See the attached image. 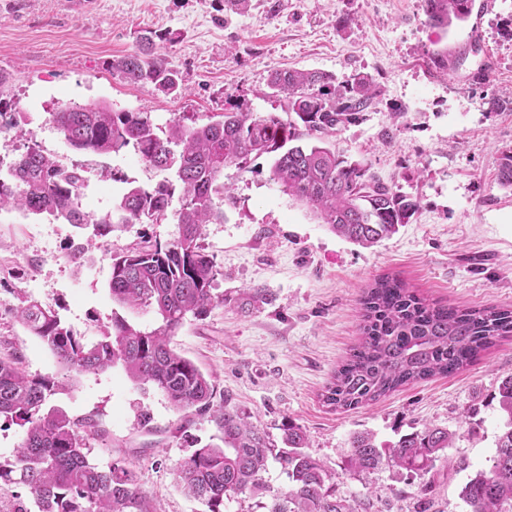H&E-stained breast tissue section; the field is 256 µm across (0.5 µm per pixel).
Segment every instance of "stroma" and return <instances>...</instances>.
<instances>
[{
  "label": "stroma",
  "mask_w": 512,
  "mask_h": 512,
  "mask_svg": "<svg viewBox=\"0 0 512 512\" xmlns=\"http://www.w3.org/2000/svg\"><path fill=\"white\" fill-rule=\"evenodd\" d=\"M73 2L0 0V100L19 115L8 133L14 145L35 141L82 170L83 207L92 214L110 209L128 185L150 186L161 175L130 149L113 156L73 150L52 122L62 105L104 100L150 112L164 127L183 115L206 122L230 103L283 111L284 96L268 87L278 69L373 78L375 107L336 136V149L418 202L409 223L365 248L283 193L271 178L272 156L226 167L224 219L206 225L202 243L228 301L185 322L172 345L209 376L217 398L249 413L272 440L285 421L300 425L337 496L370 498L373 512H414L421 483L386 468L360 476L345 470L350 436L370 432L391 444L416 428L448 429L453 446L430 473L433 494L441 512H467L461 487L490 469L503 428L493 396L512 376V337L457 374L403 386L355 410L333 409L323 394L360 342L361 299L380 276H399L431 301L512 307V190L498 183L502 153L512 149V112L488 109L490 99L512 100V39L501 32L512 0H476L472 16L449 27L429 25L421 0H249L240 10L226 0H87L80 11ZM154 34L179 77L170 95L128 83L108 66ZM443 52L446 72L430 62ZM484 67L490 74L482 81ZM143 232L165 243L178 227L129 226L78 266L69 259L79 240L72 225L0 210V356H17L27 374L59 381L48 406L95 420L87 446L99 468L130 467L160 512H205L174 471L196 443L215 437L208 416L174 410L161 390L133 385L118 365L66 375L17 317L37 301L89 342L116 314L153 326V312L123 307L109 290L113 253ZM257 285L268 288L270 302L241 312L234 297Z\"/></svg>",
  "instance_id": "1"
}]
</instances>
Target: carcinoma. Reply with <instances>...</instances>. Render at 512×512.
Returning <instances> with one entry per match:
<instances>
[{
  "instance_id": "obj_1",
  "label": "carcinoma",
  "mask_w": 512,
  "mask_h": 512,
  "mask_svg": "<svg viewBox=\"0 0 512 512\" xmlns=\"http://www.w3.org/2000/svg\"><path fill=\"white\" fill-rule=\"evenodd\" d=\"M472 6L473 0H422L426 22L433 26L467 19ZM110 65L131 84H151L166 94L179 86L151 37ZM268 86L285 94V116L230 105L217 120L188 125L180 117L163 129L149 112L116 111L105 102L53 112V123L74 150L118 154L131 147L167 176L152 187L127 188L110 210L92 217L82 206L81 170L64 167L32 142L15 157L7 177H0V210L90 227L92 240L170 218L179 232L164 244L144 234L112 256V299L153 310L156 327L143 329L117 315L102 339L86 342L55 310L36 301L22 306L18 319L69 372L96 374L119 364L131 382L161 390L174 410L210 413L218 442L194 449L176 468L179 483L207 512H224L227 501L265 489L263 473L271 458L287 469L289 484L271 494L263 505L266 512H371L367 498L352 504L336 497L328 471L305 451L307 436L299 425L283 424L282 446H277L229 400L214 404L210 379L170 347L188 319L202 320L224 304V294L214 288L221 271L201 243L205 225L224 219L214 202L227 195L220 182L224 167H241L252 155H274L272 179L282 192L336 234L366 248L395 234L418 209L370 165L337 154L330 142L373 105L379 90L372 78L357 74L338 83L324 72L284 69L272 73ZM498 180L512 188L511 149L502 153ZM267 301L264 288H246L234 299L243 312ZM363 309L362 342L324 394L335 409L353 410L404 385L456 374L512 335V309L428 303L395 275L368 288ZM57 389L50 378L28 376L17 359H0V422L24 430L18 448L0 460V481L22 485L33 496L30 502L16 497L10 512H157L134 471L118 464L105 471L90 462L86 439L95 433L90 420L77 422L59 408L43 410ZM498 395L507 414L505 430L497 436L490 470L462 487L469 512H512V377L502 382ZM451 437L446 429L426 426L392 445H379L373 435L356 433L344 464L358 475L388 466L421 479L445 456ZM420 493L416 512H440L431 483L422 484Z\"/></svg>"
}]
</instances>
